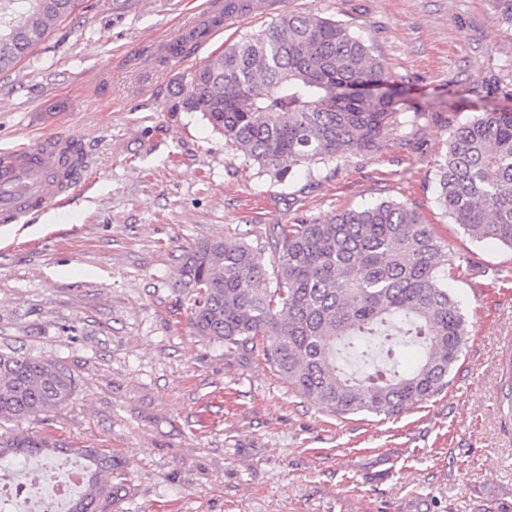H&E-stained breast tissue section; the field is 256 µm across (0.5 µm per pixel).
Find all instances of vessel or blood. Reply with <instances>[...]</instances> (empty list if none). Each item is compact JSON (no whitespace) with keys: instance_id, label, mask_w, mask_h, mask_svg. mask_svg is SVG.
I'll use <instances>...</instances> for the list:
<instances>
[{"instance_id":"b4317fda","label":"vessel or blood","mask_w":512,"mask_h":512,"mask_svg":"<svg viewBox=\"0 0 512 512\" xmlns=\"http://www.w3.org/2000/svg\"><path fill=\"white\" fill-rule=\"evenodd\" d=\"M288 0H257L238 11L221 0H203L201 8L216 20L195 37L174 38L165 48L169 60L180 62L197 54L223 29L253 14L283 11ZM91 157L81 139L65 133L0 149V224H18L49 209L63 207L88 184Z\"/></svg>"}]
</instances>
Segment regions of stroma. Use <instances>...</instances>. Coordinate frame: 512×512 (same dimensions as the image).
<instances>
[{"label": "stroma", "instance_id": "obj_1", "mask_svg": "<svg viewBox=\"0 0 512 512\" xmlns=\"http://www.w3.org/2000/svg\"><path fill=\"white\" fill-rule=\"evenodd\" d=\"M200 2L81 0L0 72V147L62 129L97 160L68 206L0 227V350L76 382L64 406L0 433L108 449L128 492L107 512H512V249L436 203L454 130L512 111V24L494 0H291L385 61L398 115L376 149L280 181L182 108L192 70L270 16L178 66L154 54ZM384 200L423 212L453 260L470 336L442 393L394 417L340 415L191 332L174 288L185 250Z\"/></svg>", "mask_w": 512, "mask_h": 512}]
</instances>
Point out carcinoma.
<instances>
[{"label": "carcinoma", "instance_id": "1", "mask_svg": "<svg viewBox=\"0 0 512 512\" xmlns=\"http://www.w3.org/2000/svg\"><path fill=\"white\" fill-rule=\"evenodd\" d=\"M78 4L0 0V72ZM393 83L384 61L343 24L288 12L195 68L183 107L281 179L300 163L339 164L375 147L396 107L374 89ZM437 182L444 215L472 239L512 249V112H484L458 127ZM447 267L434 225L406 203L382 201L325 223L278 224L256 246L202 242L184 255L174 287L193 331L225 353L263 359L302 397L339 414L394 416L447 389L467 343ZM406 346L419 353L410 368L398 360ZM75 387L51 361L0 352V420L38 417L68 402ZM62 452L86 470L68 512H104L121 496V465L107 450L45 434L0 435V458Z\"/></svg>", "mask_w": 512, "mask_h": 512}]
</instances>
